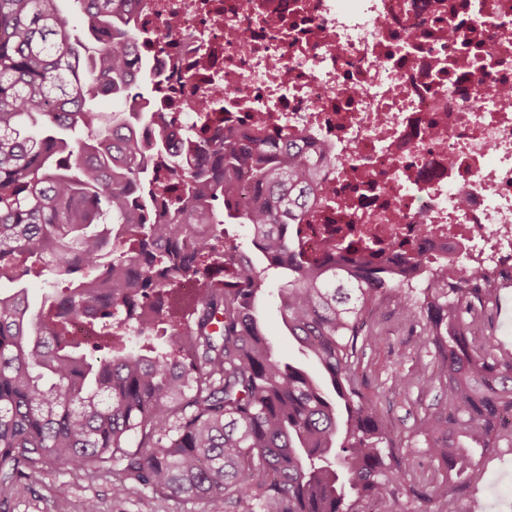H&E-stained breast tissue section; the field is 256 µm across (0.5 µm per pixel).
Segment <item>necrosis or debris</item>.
<instances>
[{"label": "necrosis or debris", "mask_w": 512, "mask_h": 512, "mask_svg": "<svg viewBox=\"0 0 512 512\" xmlns=\"http://www.w3.org/2000/svg\"><path fill=\"white\" fill-rule=\"evenodd\" d=\"M168 130L263 124L326 148L307 216L512 276V0H136Z\"/></svg>", "instance_id": "necrosis-or-debris-1"}]
</instances>
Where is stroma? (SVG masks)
Segmentation results:
<instances>
[{
    "label": "stroma",
    "instance_id": "obj_1",
    "mask_svg": "<svg viewBox=\"0 0 512 512\" xmlns=\"http://www.w3.org/2000/svg\"><path fill=\"white\" fill-rule=\"evenodd\" d=\"M275 279H268L258 304V314L275 338L280 355L302 361L296 344L284 336L277 312ZM423 287L413 282L407 293L389 294L378 300L369 322L378 342L359 347L356 383L359 390L377 406L385 427L396 445L405 449L410 460L409 479L433 475L436 464L426 452L422 439L414 437L416 420L432 412L440 388L427 382L433 369L434 351L418 347L420 327L407 317L406 309L420 296ZM499 309H488L481 321L485 336L496 355L512 353V288L499 291ZM115 476L111 468L82 472L47 462L34 474L18 478L5 512H85L95 504L97 512H211L208 504L178 502L149 489H136L114 497Z\"/></svg>",
    "mask_w": 512,
    "mask_h": 512
}]
</instances>
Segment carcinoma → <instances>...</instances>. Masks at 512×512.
Masks as SVG:
<instances>
[{"label":"carcinoma","mask_w":512,"mask_h":512,"mask_svg":"<svg viewBox=\"0 0 512 512\" xmlns=\"http://www.w3.org/2000/svg\"><path fill=\"white\" fill-rule=\"evenodd\" d=\"M132 5L0 0V283L13 285L0 290V504L20 466L50 460L113 468L117 497L140 486L237 512H397L404 495L410 512H458L512 411V354L475 342L498 289L479 272L449 279L454 260L429 267L419 247L388 262L368 244L307 253L296 224L323 202L321 150L259 125L175 143L158 98L136 91L158 73ZM102 99L112 112L92 110ZM226 223L246 226L249 250L224 241ZM258 256L280 270L281 326L313 370L275 354ZM424 275L435 283L410 313L447 397L414 426L435 473L409 484L353 366L357 343L378 340L364 313ZM133 309L166 323V346L126 322ZM76 313L92 316L103 359L67 336Z\"/></svg>","instance_id":"cac0c4a2"}]
</instances>
